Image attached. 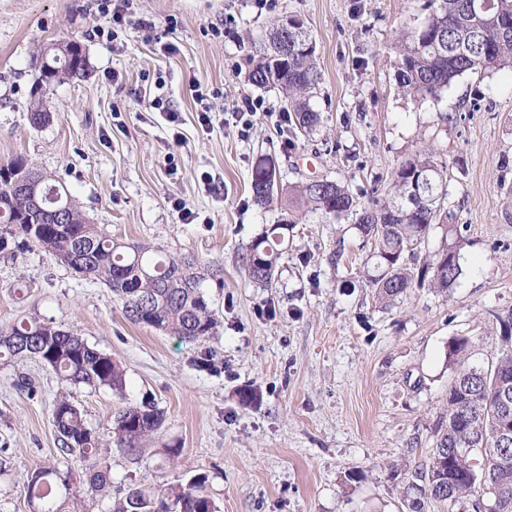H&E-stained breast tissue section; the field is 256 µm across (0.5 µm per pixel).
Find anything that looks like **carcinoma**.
<instances>
[{
	"mask_svg": "<svg viewBox=\"0 0 512 512\" xmlns=\"http://www.w3.org/2000/svg\"><path fill=\"white\" fill-rule=\"evenodd\" d=\"M424 20L406 28L393 43L399 87L415 100L434 98L458 77L467 73H491L512 68V0H424ZM288 42L270 43V36L252 41L257 63L249 70L248 83L256 87L279 88L294 113L297 131L309 133L320 122L310 105L312 91L321 79L316 45L304 21L288 16ZM86 64L79 55L54 63L52 81L73 78L74 70ZM264 158L251 173L253 203L267 207L277 183L265 186ZM416 188L425 205L416 207L407 200ZM61 203L71 207L77 222L46 224L9 186L0 182V224L25 239L61 256H74L82 264L83 276L112 288L122 302L125 317L165 333L194 342L211 336L217 327L195 263L161 258L151 249L125 246L97 225L79 223L83 214L63 186H58ZM392 196L384 201L374 197L359 205L349 187L328 181L320 190L310 183L292 194L314 211L336 217L355 216V225L375 242L374 269L370 286L378 299L388 303L410 289L427 286L448 292L462 275L461 239L458 225L448 223V168L428 153L418 151L405 157L391 175ZM442 231V245L434 258L419 270L409 266L435 230ZM288 225L274 224L256 238L243 257L245 278L268 286L274 276L280 246ZM503 336L495 360L486 367L470 366L469 341L459 338L448 346V364L454 376L448 384V402L435 425L436 444L429 461L415 469L412 488L419 496L407 504L409 512H421V497L462 506L475 488L492 489L501 503L500 512H512V445H497L503 418L501 383L512 382V315L499 319ZM0 353L14 358H34L50 366L75 385L107 388L121 397L126 388L125 372L111 356L89 346L78 334L49 322L22 321L0 327ZM57 432L58 459L36 468L24 481L28 503L38 512H79L77 477L60 464L78 459L90 474L89 482L98 491L110 484L107 472L98 469V449L103 443L90 429L81 411L66 397L57 399L52 410ZM163 413L151 402L127 405L113 420L112 436L118 446L133 454L142 438L157 432ZM207 476L198 475L187 484L177 483L163 491L133 487L110 498L107 512H217L205 492Z\"/></svg>",
	"mask_w": 512,
	"mask_h": 512,
	"instance_id": "obj_1",
	"label": "carcinoma"
}]
</instances>
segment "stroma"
Wrapping results in <instances>:
<instances>
[{"mask_svg": "<svg viewBox=\"0 0 512 512\" xmlns=\"http://www.w3.org/2000/svg\"><path fill=\"white\" fill-rule=\"evenodd\" d=\"M422 5L133 0L154 39L131 29L109 43L96 35L106 20L95 0H0V165L25 158L113 239L194 261L218 320L196 342L131 323L111 288L0 236V326L52 322L126 372L118 397L0 356V512H29L24 481L55 458L61 397L103 436L123 405L161 410V430L139 453L100 448L115 495L204 474L219 512H407L454 375L449 343L468 338L473 362L488 364L512 312V70L463 75L435 99L404 95L392 44L423 20ZM288 15L305 22L321 72L311 100L321 122L308 135L277 122L279 89L246 80L252 40ZM59 40L81 44L88 74L48 86L32 57ZM158 96L178 123L152 108ZM245 97L266 105L246 131L225 118ZM38 99L51 118L35 128L28 107ZM423 149L448 167V211L464 239L463 273L445 294L414 288L381 304L367 282L373 245L353 217L251 200L262 156L282 185L340 180L365 205ZM285 223L272 285L247 282L242 255ZM245 389L255 400H241Z\"/></svg>", "mask_w": 512, "mask_h": 512, "instance_id": "35a3bbf8", "label": "stroma"}]
</instances>
